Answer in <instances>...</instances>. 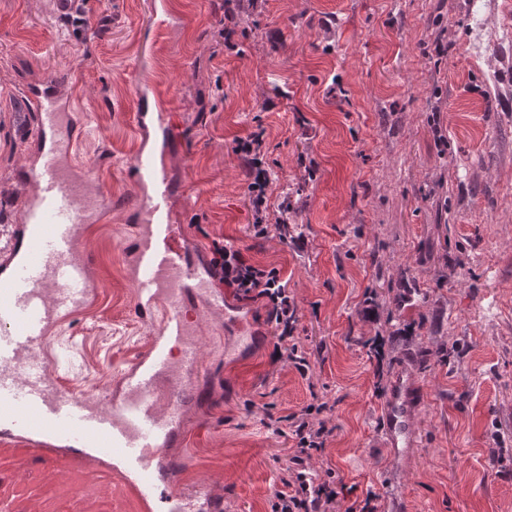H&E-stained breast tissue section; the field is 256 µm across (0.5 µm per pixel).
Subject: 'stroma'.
Listing matches in <instances>:
<instances>
[{
    "label": "stroma",
    "instance_id": "obj_1",
    "mask_svg": "<svg viewBox=\"0 0 512 512\" xmlns=\"http://www.w3.org/2000/svg\"><path fill=\"white\" fill-rule=\"evenodd\" d=\"M153 8L167 12L156 31ZM82 10L84 24L67 26L58 0H0V226L31 190L17 177L35 123L20 88L44 77L79 79L87 128L74 162L112 203L84 237L97 297L54 330L70 358L62 384L113 393L151 338L124 259L133 117L149 104L181 129L167 164L189 242L205 251L221 235L277 267L301 345L326 346L306 380L272 364L275 339L253 310L242 314L257 341L234 357L220 316H204L202 395L169 449L193 512H212L216 494L223 512H271L292 441L265 421L316 399L331 408L315 467L335 472L336 512L369 495L380 512H512V0H256L231 50L218 36L224 0ZM252 131L264 134L273 203H303L291 241L249 233L232 146ZM413 284L420 295L397 307ZM378 338L385 381L405 371L425 391L403 462L381 434ZM0 501L144 512L130 487L91 482L79 454L49 468L19 441L0 442Z\"/></svg>",
    "mask_w": 512,
    "mask_h": 512
}]
</instances>
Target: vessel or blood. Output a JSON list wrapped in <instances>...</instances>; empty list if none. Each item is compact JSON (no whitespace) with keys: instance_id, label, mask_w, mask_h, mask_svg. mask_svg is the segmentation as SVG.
Returning a JSON list of instances; mask_svg holds the SVG:
<instances>
[{"instance_id":"vessel-or-blood-1","label":"vessel or blood","mask_w":512,"mask_h":512,"mask_svg":"<svg viewBox=\"0 0 512 512\" xmlns=\"http://www.w3.org/2000/svg\"><path fill=\"white\" fill-rule=\"evenodd\" d=\"M21 92L37 114L36 158L19 172L34 188L0 243V437L28 442L47 463L80 451L92 476L112 469L144 505L164 512L188 498L175 488L174 468L159 469L156 461L178 438L184 402L200 392L199 317L223 316L225 331L235 336L225 346L229 355L252 341L244 333L246 320L184 239L163 151L138 147L130 170L144 194L134 203L136 225L124 251L136 287L135 314L153 325V336L109 402L62 390L64 358L52 349L50 333L97 291L80 245L86 224L98 219L104 204L94 199L92 179L72 165L86 126L72 88L44 78ZM424 399L408 375L395 376L381 406L393 458H407L413 412Z\"/></svg>"}]
</instances>
